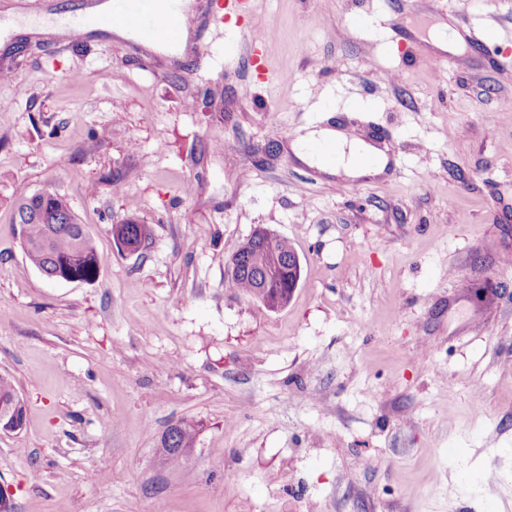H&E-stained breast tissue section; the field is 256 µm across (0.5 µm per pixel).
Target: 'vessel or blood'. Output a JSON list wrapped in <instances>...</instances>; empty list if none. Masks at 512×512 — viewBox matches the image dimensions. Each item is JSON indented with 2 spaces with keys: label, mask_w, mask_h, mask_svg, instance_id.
Returning a JSON list of instances; mask_svg holds the SVG:
<instances>
[{
  "label": "vessel or blood",
  "mask_w": 512,
  "mask_h": 512,
  "mask_svg": "<svg viewBox=\"0 0 512 512\" xmlns=\"http://www.w3.org/2000/svg\"><path fill=\"white\" fill-rule=\"evenodd\" d=\"M157 0H111L109 12L94 16L84 14L70 20L72 37H82L86 24H94L102 29L125 26L136 31L138 38L146 43L160 39L170 42L178 41L188 20L178 8L179 0H169L170 9L166 14H159ZM270 32L252 33L246 44L247 63L257 75L269 76L270 70L258 47L267 43Z\"/></svg>",
  "instance_id": "1"
}]
</instances>
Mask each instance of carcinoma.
<instances>
[{
	"label": "carcinoma",
	"mask_w": 512,
	"mask_h": 512,
	"mask_svg": "<svg viewBox=\"0 0 512 512\" xmlns=\"http://www.w3.org/2000/svg\"><path fill=\"white\" fill-rule=\"evenodd\" d=\"M19 223L23 224L22 243L26 257L42 273L56 279L92 282L99 276L96 247L85 225L78 223L68 202L58 194L32 195L17 201ZM272 251L281 257L295 256L288 240L275 236L251 242L250 249H237L239 271L228 279L229 286L249 297L257 296L256 281L249 265L255 257ZM196 425L178 423L175 448H190L196 437Z\"/></svg>",
	"instance_id": "cac0c4a2"
}]
</instances>
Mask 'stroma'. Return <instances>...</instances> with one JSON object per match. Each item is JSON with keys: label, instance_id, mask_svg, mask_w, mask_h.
<instances>
[{"label": "stroma", "instance_id": "35a3bbf8", "mask_svg": "<svg viewBox=\"0 0 512 512\" xmlns=\"http://www.w3.org/2000/svg\"><path fill=\"white\" fill-rule=\"evenodd\" d=\"M195 0L196 52L100 29L0 34V429L13 512H512V0H250L284 83ZM461 42L429 44L437 22ZM208 91L210 106L199 94ZM389 146L319 173L285 133ZM50 191L93 236L91 282L44 277L14 204ZM150 236L122 251L113 225ZM302 276L271 311L227 287L257 228ZM197 423L189 466L163 432ZM250 28L249 25L245 26ZM244 27V28H245ZM250 39L246 43V58L248 66L253 69L257 76H262L265 80L268 79L272 82L279 78L277 74H273L267 67L266 60L261 56L260 51L256 45H263L272 37V33L268 31L254 32V25L249 30Z\"/></svg>", "mask_w": 512, "mask_h": 512}]
</instances>
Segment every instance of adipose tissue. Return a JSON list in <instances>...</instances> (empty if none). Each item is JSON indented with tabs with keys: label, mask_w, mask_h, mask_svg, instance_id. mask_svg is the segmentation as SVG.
<instances>
[{
	"label": "adipose tissue",
	"mask_w": 512,
	"mask_h": 512,
	"mask_svg": "<svg viewBox=\"0 0 512 512\" xmlns=\"http://www.w3.org/2000/svg\"><path fill=\"white\" fill-rule=\"evenodd\" d=\"M321 141H332L339 146L342 154L339 164L333 167L325 165L312 152V145ZM291 148L294 154L309 166L324 173L330 171L353 179L382 173L389 163L385 149L334 125L305 130L292 141Z\"/></svg>",
	"instance_id": "adipose-tissue-1"
}]
</instances>
